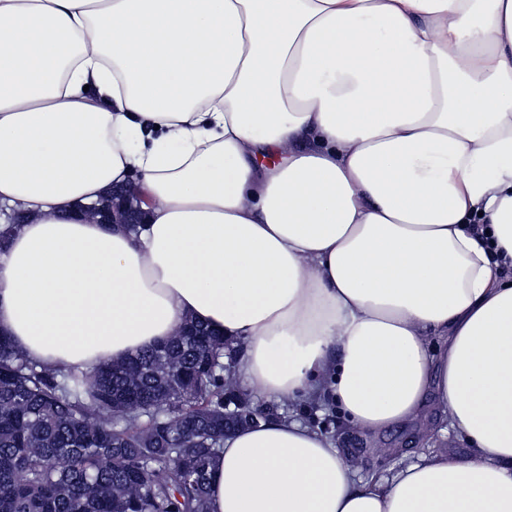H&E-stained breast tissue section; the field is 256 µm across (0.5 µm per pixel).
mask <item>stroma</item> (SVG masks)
<instances>
[{"label":"stroma","instance_id":"35a3bbf8","mask_svg":"<svg viewBox=\"0 0 512 512\" xmlns=\"http://www.w3.org/2000/svg\"><path fill=\"white\" fill-rule=\"evenodd\" d=\"M269 408L331 438L362 477L391 475L417 462L421 449L426 447L460 455L468 451L463 439L449 432L442 410L432 404L411 422L377 433L349 426L331 406L318 408L305 402L285 400L270 403Z\"/></svg>","mask_w":512,"mask_h":512}]
</instances>
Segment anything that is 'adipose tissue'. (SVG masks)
Returning a JSON list of instances; mask_svg holds the SVG:
<instances>
[{
    "label": "adipose tissue",
    "mask_w": 512,
    "mask_h": 512,
    "mask_svg": "<svg viewBox=\"0 0 512 512\" xmlns=\"http://www.w3.org/2000/svg\"><path fill=\"white\" fill-rule=\"evenodd\" d=\"M134 189L137 230L90 204ZM0 334L90 372L189 320L257 401L468 456L361 478L268 418L214 512H512V0H0Z\"/></svg>",
    "instance_id": "ef3b65f1"
}]
</instances>
